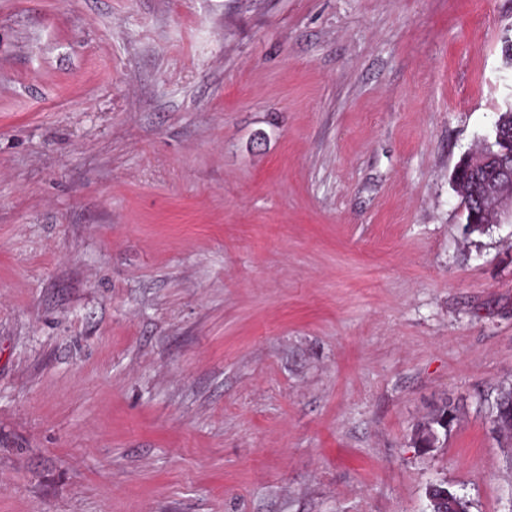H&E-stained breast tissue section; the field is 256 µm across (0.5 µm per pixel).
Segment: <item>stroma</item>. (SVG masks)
Wrapping results in <instances>:
<instances>
[{
    "instance_id": "35a3bbf8",
    "label": "stroma",
    "mask_w": 512,
    "mask_h": 512,
    "mask_svg": "<svg viewBox=\"0 0 512 512\" xmlns=\"http://www.w3.org/2000/svg\"><path fill=\"white\" fill-rule=\"evenodd\" d=\"M510 37L512 0H0V512H512V219L454 183ZM491 420L493 424H498L499 431L505 433L506 440H512V389L500 392ZM457 408L444 402L424 421L418 423L412 431L411 443L414 448H434L446 436L448 427L456 420Z\"/></svg>"
}]
</instances>
